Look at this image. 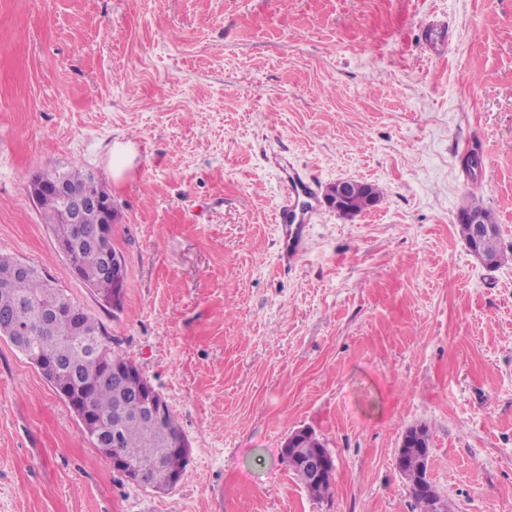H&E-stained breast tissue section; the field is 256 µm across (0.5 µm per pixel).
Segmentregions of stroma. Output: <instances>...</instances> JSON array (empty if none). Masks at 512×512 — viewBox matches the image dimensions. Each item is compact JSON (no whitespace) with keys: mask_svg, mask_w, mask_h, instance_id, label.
<instances>
[{"mask_svg":"<svg viewBox=\"0 0 512 512\" xmlns=\"http://www.w3.org/2000/svg\"><path fill=\"white\" fill-rule=\"evenodd\" d=\"M74 165L117 210L120 311L27 191ZM312 177L381 196L317 199L287 267L278 211ZM0 255L104 325L191 448L172 490L127 482L0 337V512H418L395 465L415 424L453 512H512V0H0ZM303 427L336 463L321 500L279 455ZM480 209L481 217L476 210H463L460 215L459 220V233L461 236L465 239L467 245L469 248H471L472 243L476 245L477 248L481 249L484 247V249L487 252H490L495 258H496V266L499 265L504 259L505 255L501 251L500 243H499V227L498 224H496L493 215L489 210L486 209ZM470 211V212H469ZM469 212V215L467 213ZM466 215V216H465ZM465 216V218H464ZM469 223H467L466 221ZM482 219V220H481ZM483 222V224H482ZM473 224L475 226V239L473 235ZM484 224H490L493 229V236L486 241H484L483 244L477 242L481 241L483 238L489 236L492 234V229L490 225H484ZM477 242H476V241Z\"/></svg>","mask_w":512,"mask_h":512,"instance_id":"stroma-1","label":"stroma"}]
</instances>
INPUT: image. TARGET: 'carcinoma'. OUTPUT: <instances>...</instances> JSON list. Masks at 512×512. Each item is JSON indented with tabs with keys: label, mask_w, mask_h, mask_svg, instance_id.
Segmentation results:
<instances>
[{
	"label": "carcinoma",
	"mask_w": 512,
	"mask_h": 512,
	"mask_svg": "<svg viewBox=\"0 0 512 512\" xmlns=\"http://www.w3.org/2000/svg\"><path fill=\"white\" fill-rule=\"evenodd\" d=\"M380 191L372 184L362 188L351 201V205L363 210L368 200L378 198ZM44 223L54 229L58 235L67 237L68 225L61 223V214L57 207L46 201L40 205ZM482 222L491 225L493 236L484 243L477 244L490 252L496 263L505 259L499 243V227L493 215L486 209L480 210ZM71 265L79 267L88 275L90 288L100 299L108 304L112 294V281L104 277H93L100 264V251L90 243H83L71 248L69 256ZM15 260L0 257V326H15L30 332V349H20L22 354L32 350L48 361L58 360V367H45L42 375L50 383L55 392L68 390L71 395L66 398L70 407L80 402L82 407L96 416L101 424L98 432L88 434L92 444L107 458L121 455L130 463L142 470L154 486H164L173 473L185 474L186 469L177 448L186 442L171 410L153 419L147 414L138 392L151 386L140 371L137 364L130 358L112 349V341L106 335L102 325L91 316L85 314V328L97 334V352L92 353L81 346V337L71 334L61 323L46 326L42 323L36 309L17 303L19 299H36L46 307L61 301L63 290L54 287L34 265H28V273L17 274L13 270ZM123 367L134 372L130 381L121 390L107 382L99 381L106 364ZM298 452L307 456L316 449L324 447L315 431L298 438L295 444ZM410 487V492L419 512H427V503L421 498L419 488L425 481L417 460L407 459L399 468ZM301 480L309 495L322 499L331 493L334 478L319 482L303 479L299 470L294 471Z\"/></svg>",
	"instance_id": "cac0c4a2"
}]
</instances>
